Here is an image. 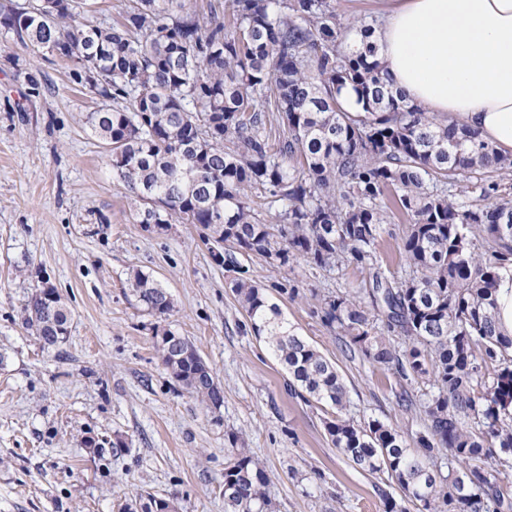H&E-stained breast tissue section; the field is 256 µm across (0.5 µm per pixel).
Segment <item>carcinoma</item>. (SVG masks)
Instances as JSON below:
<instances>
[{"label": "carcinoma", "instance_id": "carcinoma-1", "mask_svg": "<svg viewBox=\"0 0 512 512\" xmlns=\"http://www.w3.org/2000/svg\"><path fill=\"white\" fill-rule=\"evenodd\" d=\"M87 0H62L38 17L0 9V28L39 55L50 45L96 71L88 90L112 107L88 116L110 147L112 172L141 224H198L224 245L277 268L299 259L321 270H369V301L327 295L326 326L381 369L425 385L427 424L410 445L378 419L344 417L350 403L335 366L288 323L265 289L231 283L254 334L265 339L303 400L335 409L334 447L396 486L387 512H512V336L496 320L502 274L512 271V188L491 197L493 174L512 169L478 131L438 119L393 89L371 41L344 47L335 0H224V15L193 0H127L122 20L89 19ZM352 87L353 113L339 95ZM479 203L455 200L459 177ZM275 212L259 218L249 193ZM409 224L398 248L404 274L387 276L376 245L388 223L384 198ZM132 291L149 314L172 311L166 288L137 272ZM27 329L62 342L69 314L59 296L30 300ZM383 323L389 335L377 331ZM154 336L164 368L220 421L224 394L194 343ZM270 475L244 448L224 462V512H272ZM137 495L123 512H160Z\"/></svg>", "mask_w": 512, "mask_h": 512}]
</instances>
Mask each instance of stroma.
Returning a JSON list of instances; mask_svg holds the SVG:
<instances>
[{
    "label": "stroma",
    "instance_id": "1",
    "mask_svg": "<svg viewBox=\"0 0 512 512\" xmlns=\"http://www.w3.org/2000/svg\"><path fill=\"white\" fill-rule=\"evenodd\" d=\"M71 62L38 57L0 30V512H121L148 491L179 512H224L226 449L266 466L274 512H385L379 479L325 431L330 406L305 402L255 336L216 245L192 224H139L89 123L101 102L69 77ZM297 332L332 362L347 418L379 419L406 439L421 408L397 406L417 383L342 351L320 318L324 295L362 291L366 270L285 269L238 258ZM156 278L174 311L159 319L130 289ZM51 285L71 314L64 343L44 345L24 309ZM188 337L224 389L221 419L163 368L154 336ZM125 444L113 452V441Z\"/></svg>",
    "mask_w": 512,
    "mask_h": 512
}]
</instances>
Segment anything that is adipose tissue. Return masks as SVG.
<instances>
[{
  "label": "adipose tissue",
  "instance_id": "1",
  "mask_svg": "<svg viewBox=\"0 0 512 512\" xmlns=\"http://www.w3.org/2000/svg\"><path fill=\"white\" fill-rule=\"evenodd\" d=\"M375 35L391 84L512 152V0H381Z\"/></svg>",
  "mask_w": 512,
  "mask_h": 512
}]
</instances>
